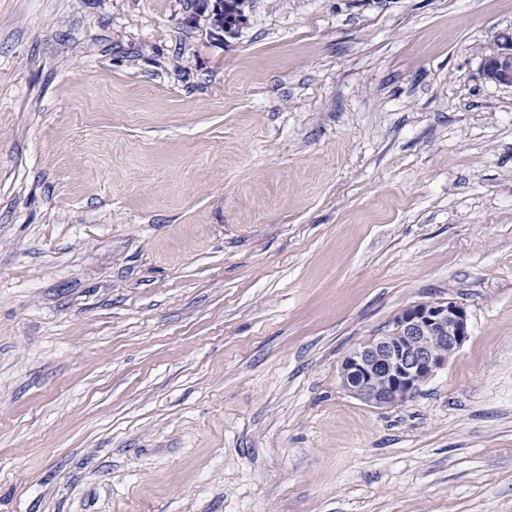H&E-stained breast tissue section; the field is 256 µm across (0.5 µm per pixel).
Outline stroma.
<instances>
[{
  "instance_id": "stroma-1",
  "label": "stroma",
  "mask_w": 512,
  "mask_h": 512,
  "mask_svg": "<svg viewBox=\"0 0 512 512\" xmlns=\"http://www.w3.org/2000/svg\"><path fill=\"white\" fill-rule=\"evenodd\" d=\"M0 0V512H512V0ZM471 336L375 408L407 306ZM205 2L202 3L199 0H196V9L200 10L204 13L207 20L209 21L210 27L218 32H224L228 34H232L234 32V29L236 27H239L241 24H243L244 21V12L240 15V19L237 22V25H227L231 24V20L234 18V16L239 12V10H242L239 8L238 0H222L224 2V18H222V15L220 14L222 11V7L218 1L220 0H204ZM224 23L226 25H224ZM495 52L484 58L487 79L512 87V31L501 32L493 40ZM470 336L464 306L454 301L410 305L344 358L342 385L370 406L401 405L447 368Z\"/></svg>"
}]
</instances>
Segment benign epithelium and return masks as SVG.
I'll use <instances>...</instances> for the list:
<instances>
[{
    "label": "benign epithelium",
    "mask_w": 512,
    "mask_h": 512,
    "mask_svg": "<svg viewBox=\"0 0 512 512\" xmlns=\"http://www.w3.org/2000/svg\"><path fill=\"white\" fill-rule=\"evenodd\" d=\"M218 0H205L201 12L210 27L231 34ZM484 58L487 79L512 87V31L493 40ZM467 309L454 301L424 302L403 309L387 328L351 351L341 363L343 387L364 403L388 408L420 393L470 338Z\"/></svg>",
    "instance_id": "7a95c632"
}]
</instances>
